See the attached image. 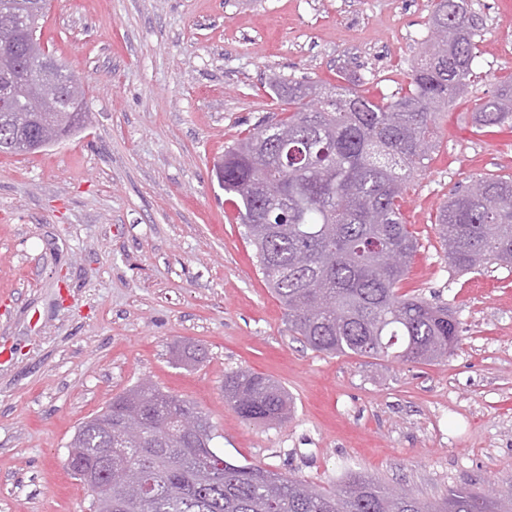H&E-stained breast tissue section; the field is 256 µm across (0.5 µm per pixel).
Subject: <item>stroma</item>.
<instances>
[{
    "label": "stroma",
    "instance_id": "35a3bbf8",
    "mask_svg": "<svg viewBox=\"0 0 512 512\" xmlns=\"http://www.w3.org/2000/svg\"><path fill=\"white\" fill-rule=\"evenodd\" d=\"M468 91L402 205L421 247L400 292L448 306L440 363L326 355L288 329L213 166L283 103L277 79L405 91L432 0H52L41 41L87 92L82 132L0 154V512H89L65 466L76 427L141 381L199 406L225 458L322 488L349 472L427 501L512 490V273H454L435 230L472 177L512 174V129L477 99L512 75V0H469ZM192 345L202 359L186 362ZM278 382L260 425L225 374ZM224 399L241 418L254 422L281 421L290 408L288 393L281 385L249 371L224 376Z\"/></svg>",
    "mask_w": 512,
    "mask_h": 512
}]
</instances>
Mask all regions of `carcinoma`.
<instances>
[{"mask_svg": "<svg viewBox=\"0 0 512 512\" xmlns=\"http://www.w3.org/2000/svg\"><path fill=\"white\" fill-rule=\"evenodd\" d=\"M37 32L50 0H9ZM475 27L465 0H441L429 18V36L399 97L372 99L356 86L323 89L284 80L272 86L288 104L266 125L288 130L276 165L266 169L242 151L262 133L248 132L224 152L217 178L236 223L255 247L259 272L283 305L292 332L311 348L392 361L435 362L459 339L448 308L399 293L419 247L402 202L411 182L437 147V123L465 92L475 58ZM311 91L320 108L306 112ZM481 128L512 127V79L478 100ZM272 182L288 196L261 195L253 186ZM480 187L456 190L438 211V238L452 270L473 273L493 263L512 272V176L484 174ZM399 262L390 265L385 254ZM224 399L254 422H275L290 400L274 380L249 371L224 376ZM192 412L202 433L180 434L176 421ZM140 417L142 435L124 437L120 426ZM214 427L191 401L154 386L135 385L105 410L81 423L78 463L95 467L107 440L112 449V512H512V492L489 497L466 487L425 502L360 474L336 487L316 488L255 464H235L212 446Z\"/></svg>", "mask_w": 512, "mask_h": 512, "instance_id": "obj_1", "label": "carcinoma"}]
</instances>
